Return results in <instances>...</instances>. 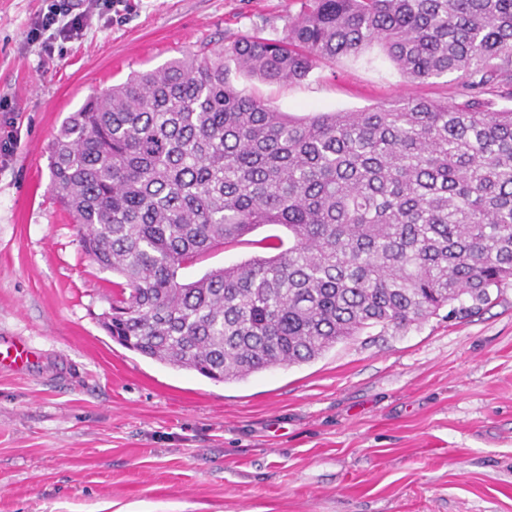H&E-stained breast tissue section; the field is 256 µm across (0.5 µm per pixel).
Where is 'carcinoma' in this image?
Returning <instances> with one entry per match:
<instances>
[{"label": "carcinoma", "instance_id": "cac0c4a2", "mask_svg": "<svg viewBox=\"0 0 512 512\" xmlns=\"http://www.w3.org/2000/svg\"><path fill=\"white\" fill-rule=\"evenodd\" d=\"M377 44L410 82L457 75L462 101L403 97L294 118L237 91ZM512 0H305L279 38L245 36L135 72L50 146L51 191L112 282L104 330L174 369L235 382L313 362L369 329L472 313L512 286ZM261 226L264 254L178 271Z\"/></svg>", "mask_w": 512, "mask_h": 512}]
</instances>
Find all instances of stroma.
<instances>
[{"label": "stroma", "instance_id": "stroma-1", "mask_svg": "<svg viewBox=\"0 0 512 512\" xmlns=\"http://www.w3.org/2000/svg\"><path fill=\"white\" fill-rule=\"evenodd\" d=\"M51 0H0V512H512V286L469 316L341 342L314 362L216 382L131 351L99 323L111 273L49 190L48 146L93 89L237 38H278L302 0H119L45 54ZM231 84L294 117L405 96L455 103V79L410 83L380 48L270 84ZM217 246L179 276L257 255ZM33 352L21 341L0 343V365L20 368L30 362Z\"/></svg>", "mask_w": 512, "mask_h": 512}]
</instances>
